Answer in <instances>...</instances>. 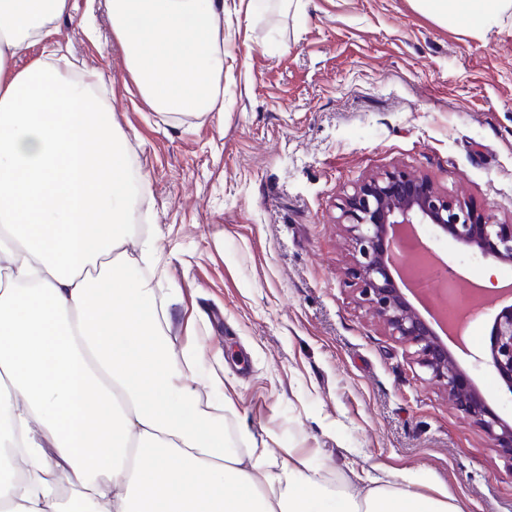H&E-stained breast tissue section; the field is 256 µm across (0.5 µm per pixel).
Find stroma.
<instances>
[{"label": "stroma", "mask_w": 512, "mask_h": 512, "mask_svg": "<svg viewBox=\"0 0 512 512\" xmlns=\"http://www.w3.org/2000/svg\"><path fill=\"white\" fill-rule=\"evenodd\" d=\"M58 40L103 73L101 94L148 182L134 207L125 272L149 282L174 351L196 313L200 407L278 460L302 455L331 485L417 476L467 512H512V457L424 381L408 349L359 302L338 223L347 195L400 168L512 219V18L444 26L412 0H305L301 16L224 14V110H153L110 36L106 0H70ZM419 239L453 272L456 294L512 264L481 259L430 226ZM156 239L166 275L141 262ZM487 290L459 361L512 419V392L487 365Z\"/></svg>", "instance_id": "obj_1"}]
</instances>
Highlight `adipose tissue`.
<instances>
[{
	"label": "adipose tissue",
	"instance_id": "1",
	"mask_svg": "<svg viewBox=\"0 0 512 512\" xmlns=\"http://www.w3.org/2000/svg\"><path fill=\"white\" fill-rule=\"evenodd\" d=\"M442 24L512 0H413ZM127 71L158 112H220L225 0H108ZM69 0H0V417L18 447L0 512H462L413 474L330 490L301 457L227 449L197 405L203 358L165 347L152 289L121 275L134 184L100 73L54 36ZM43 54L24 69L28 45Z\"/></svg>",
	"mask_w": 512,
	"mask_h": 512
}]
</instances>
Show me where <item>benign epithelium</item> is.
Listing matches in <instances>:
<instances>
[{
    "label": "benign epithelium",
    "mask_w": 512,
    "mask_h": 512,
    "mask_svg": "<svg viewBox=\"0 0 512 512\" xmlns=\"http://www.w3.org/2000/svg\"><path fill=\"white\" fill-rule=\"evenodd\" d=\"M339 224L350 247L348 275L360 303L384 325L389 336L412 349L426 381L438 386L494 447L512 457V423L488 405L439 335L444 332L466 350L458 336L461 323L448 321L443 305L425 318L402 291L410 287L414 268L433 259L432 252L421 247L410 255L399 247L403 230L429 224L462 247L511 264L512 224L480 214L466 202L440 192L425 175L410 176L399 170L373 176L357 186L341 209ZM485 363L512 392L511 305L494 318Z\"/></svg>",
    "instance_id": "obj_1"
}]
</instances>
